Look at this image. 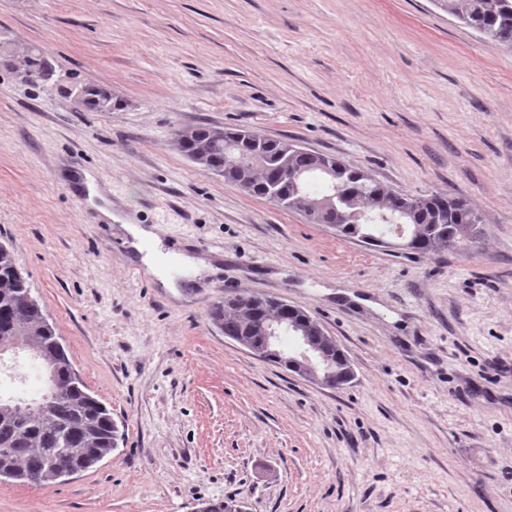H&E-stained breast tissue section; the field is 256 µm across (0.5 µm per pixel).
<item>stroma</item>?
Instances as JSON below:
<instances>
[{"mask_svg": "<svg viewBox=\"0 0 512 512\" xmlns=\"http://www.w3.org/2000/svg\"><path fill=\"white\" fill-rule=\"evenodd\" d=\"M0 34L90 112L0 66V244L11 249L117 446L0 512H512V48L436 0H0ZM254 130L413 196L467 198L471 251L408 258L202 171L176 130ZM217 259L182 298L77 185ZM238 291L316 319L355 374L329 388L224 336ZM80 83V82H78ZM85 91L86 95L89 98L90 105L87 107L86 105V97L85 92L82 87L79 86H72L67 93V98H70L75 104L81 107H87L89 110L93 111H99L96 107V104L98 100H108L110 103V110H117L120 106L119 101L116 98L112 97V91L110 89L98 86V85H92V84H86V83H80ZM115 99V100H114Z\"/></svg>", "mask_w": 512, "mask_h": 512, "instance_id": "obj_1", "label": "stroma"}]
</instances>
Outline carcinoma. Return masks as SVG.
I'll use <instances>...</instances> for the list:
<instances>
[{
	"label": "carcinoma",
	"instance_id": "obj_1",
	"mask_svg": "<svg viewBox=\"0 0 512 512\" xmlns=\"http://www.w3.org/2000/svg\"><path fill=\"white\" fill-rule=\"evenodd\" d=\"M437 2L488 40L512 45V0ZM46 62L45 53L33 46L15 72L23 82L39 85L44 83ZM83 87L90 102L88 109L97 110V102L104 99L111 109L119 108L111 90L86 83ZM176 142L180 151L205 172L224 168L230 148L253 156L254 162L244 174L228 175L224 181L250 196L299 212L310 224L312 210L321 200L311 193L310 183L319 181L328 186L323 170L331 169L332 178L350 193L349 201L337 203L342 209L338 236L345 239L379 247L377 234L395 231L396 222L404 220L418 232V243L410 254L424 256L463 250L484 235V216L464 197L443 192L422 197L394 192L361 168L302 147L289 149L282 139L200 123L178 130ZM285 171L302 175L303 181L284 177ZM302 315L299 310L287 316L274 298L255 294L242 307L221 299L209 309L212 322L231 340L246 336L257 341L255 328ZM0 336H12L23 343L65 382V392L48 409L38 407L34 400L0 395V478L51 487L70 475L67 468L84 472L108 456L118 438L112 413L88 392L42 306L31 297L14 253L1 244Z\"/></svg>",
	"mask_w": 512,
	"mask_h": 512
}]
</instances>
